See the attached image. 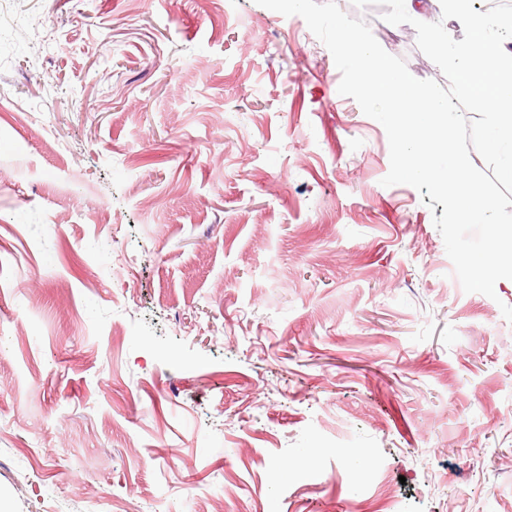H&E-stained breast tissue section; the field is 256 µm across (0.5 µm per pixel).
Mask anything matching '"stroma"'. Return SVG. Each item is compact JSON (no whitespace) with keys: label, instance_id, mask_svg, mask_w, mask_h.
I'll return each mask as SVG.
<instances>
[{"label":"stroma","instance_id":"35a3bbf8","mask_svg":"<svg viewBox=\"0 0 512 512\" xmlns=\"http://www.w3.org/2000/svg\"><path fill=\"white\" fill-rule=\"evenodd\" d=\"M340 81L255 0H0L16 512H512V281L463 291Z\"/></svg>","mask_w":512,"mask_h":512}]
</instances>
